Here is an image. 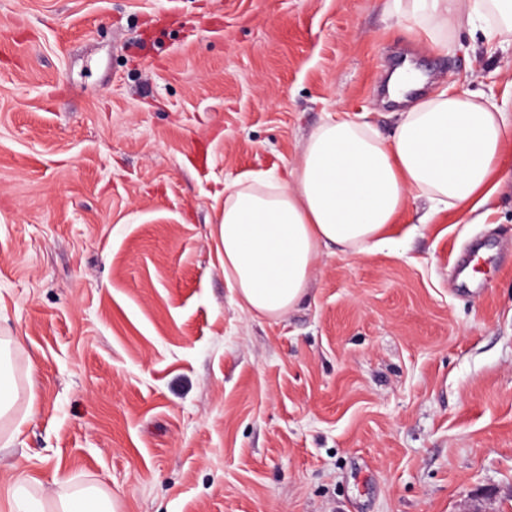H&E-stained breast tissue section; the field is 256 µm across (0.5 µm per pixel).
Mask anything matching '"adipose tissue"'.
Instances as JSON below:
<instances>
[{"label": "adipose tissue", "instance_id": "1", "mask_svg": "<svg viewBox=\"0 0 512 512\" xmlns=\"http://www.w3.org/2000/svg\"><path fill=\"white\" fill-rule=\"evenodd\" d=\"M431 44H448L462 20L484 21L487 38L512 36V0H392ZM420 84L397 68L391 99L406 101L392 138L331 114L302 144L290 179L238 180L224 197L217 258L241 310L280 317L305 296L323 250L354 255L387 243L412 193L432 212H473L512 176V118L491 100Z\"/></svg>", "mask_w": 512, "mask_h": 512}]
</instances>
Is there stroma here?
Listing matches in <instances>:
<instances>
[{"label": "stroma", "mask_w": 512, "mask_h": 512, "mask_svg": "<svg viewBox=\"0 0 512 512\" xmlns=\"http://www.w3.org/2000/svg\"><path fill=\"white\" fill-rule=\"evenodd\" d=\"M406 60L512 113V39L433 47L386 0H0V492L512 512L511 181L484 218L412 194L394 246L324 251L278 318L216 256L225 192L289 178L329 113L392 137ZM11 350L0 340V419L10 413L20 397L19 386L14 379Z\"/></svg>", "instance_id": "35a3bbf8"}]
</instances>
